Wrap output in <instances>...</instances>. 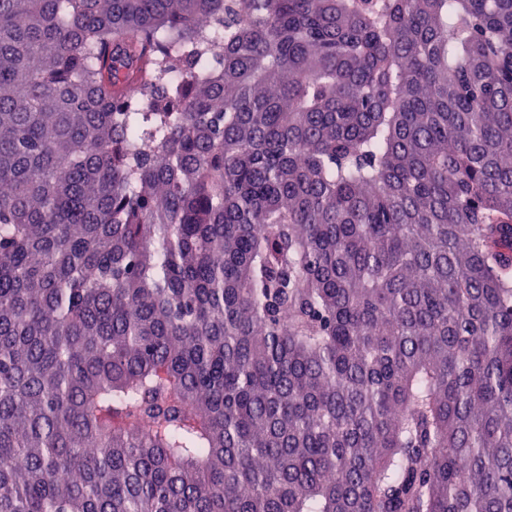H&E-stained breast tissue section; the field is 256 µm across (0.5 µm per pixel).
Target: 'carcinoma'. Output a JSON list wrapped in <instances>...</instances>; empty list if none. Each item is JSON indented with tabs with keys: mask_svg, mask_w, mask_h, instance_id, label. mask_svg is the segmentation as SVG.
Returning a JSON list of instances; mask_svg holds the SVG:
<instances>
[{
	"mask_svg": "<svg viewBox=\"0 0 512 512\" xmlns=\"http://www.w3.org/2000/svg\"><path fill=\"white\" fill-rule=\"evenodd\" d=\"M0 512H512V0H0Z\"/></svg>",
	"mask_w": 512,
	"mask_h": 512,
	"instance_id": "carcinoma-1",
	"label": "carcinoma"
}]
</instances>
